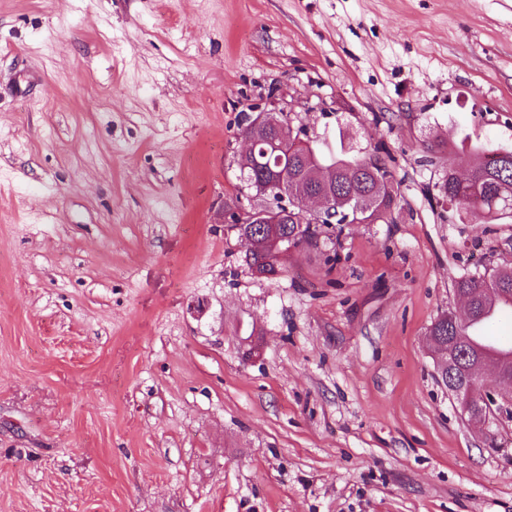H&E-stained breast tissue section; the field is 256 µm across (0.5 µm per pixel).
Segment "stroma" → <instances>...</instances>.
Returning a JSON list of instances; mask_svg holds the SVG:
<instances>
[{"label": "stroma", "mask_w": 512, "mask_h": 512, "mask_svg": "<svg viewBox=\"0 0 512 512\" xmlns=\"http://www.w3.org/2000/svg\"><path fill=\"white\" fill-rule=\"evenodd\" d=\"M276 108L403 184L259 280L227 222ZM486 148L512 0H0V512H512V396L467 422L426 342L512 267L438 188Z\"/></svg>", "instance_id": "stroma-1"}]
</instances>
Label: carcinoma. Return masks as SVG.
Wrapping results in <instances>:
<instances>
[{
  "mask_svg": "<svg viewBox=\"0 0 512 512\" xmlns=\"http://www.w3.org/2000/svg\"><path fill=\"white\" fill-rule=\"evenodd\" d=\"M245 121L243 135L255 137L259 143L253 154L238 162L240 191H250L258 200L267 196L277 200L281 178L288 179V206H277L278 238L261 234L262 225L253 214L241 224L229 225L245 245L252 246L245 263L255 278L277 276L282 252L290 248L318 250L327 230L344 224H380L383 216L397 207L402 180L378 158L367 161L350 155L344 137H339V150L328 155L314 141L302 147L303 130L294 128L283 113L280 121L288 136L285 152L277 136L257 133L250 118ZM439 190L460 209L478 207L492 221L499 220L505 212L512 215V150L480 153L473 166V178L466 183L455 176L453 167H448ZM453 287L472 294L481 288L504 289L489 304L478 303L467 324L455 326L444 314L431 325L439 336H455L462 330L470 337L473 348L486 349L482 340L492 339L488 327L512 317V269L489 276L460 277Z\"/></svg>",
  "mask_w": 512,
  "mask_h": 512,
  "instance_id": "1",
  "label": "carcinoma"
}]
</instances>
